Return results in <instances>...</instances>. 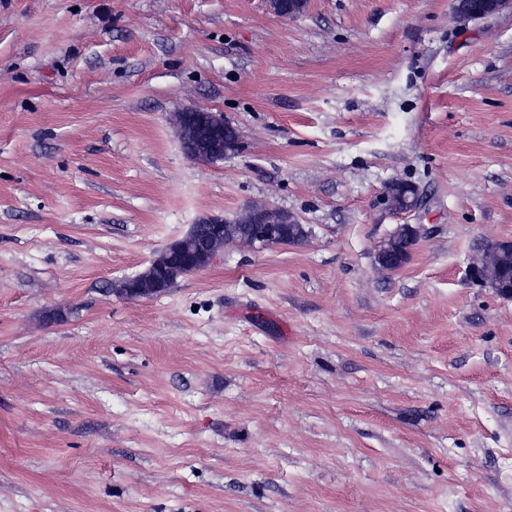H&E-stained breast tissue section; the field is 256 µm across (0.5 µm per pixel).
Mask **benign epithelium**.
I'll list each match as a JSON object with an SVG mask.
<instances>
[{"label": "benign epithelium", "mask_w": 512, "mask_h": 512, "mask_svg": "<svg viewBox=\"0 0 512 512\" xmlns=\"http://www.w3.org/2000/svg\"><path fill=\"white\" fill-rule=\"evenodd\" d=\"M269 12L280 18H297L304 14L309 0H266ZM512 8V0H455L457 13L464 19H481ZM200 123L193 127L179 126L180 136L199 144L214 161L236 153V142L229 137L222 141L212 137V130L227 125L224 115L198 109ZM390 210L406 213L420 205V197L408 195L403 184L391 185L386 197ZM202 223L215 224L217 229L205 248L196 251L191 260L183 264V274L205 269L213 258L228 244L243 243L250 246L270 247L286 243L298 244L306 235L296 216L267 205H249L231 223L218 217H205ZM420 237V225L400 224L376 251V265L383 271L402 266L410 258ZM512 253V240H495L481 249V254L469 264L467 275L471 281L497 295H512V285L498 282L494 273L502 268L503 259Z\"/></svg>", "instance_id": "obj_1"}]
</instances>
